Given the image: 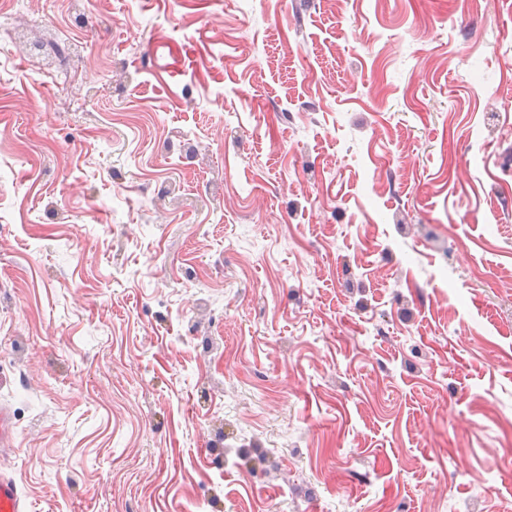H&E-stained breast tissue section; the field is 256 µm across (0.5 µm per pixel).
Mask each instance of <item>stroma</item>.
Here are the masks:
<instances>
[{"label": "stroma", "mask_w": 512, "mask_h": 512, "mask_svg": "<svg viewBox=\"0 0 512 512\" xmlns=\"http://www.w3.org/2000/svg\"><path fill=\"white\" fill-rule=\"evenodd\" d=\"M2 27L0 473L30 512H512V0Z\"/></svg>", "instance_id": "stroma-1"}]
</instances>
